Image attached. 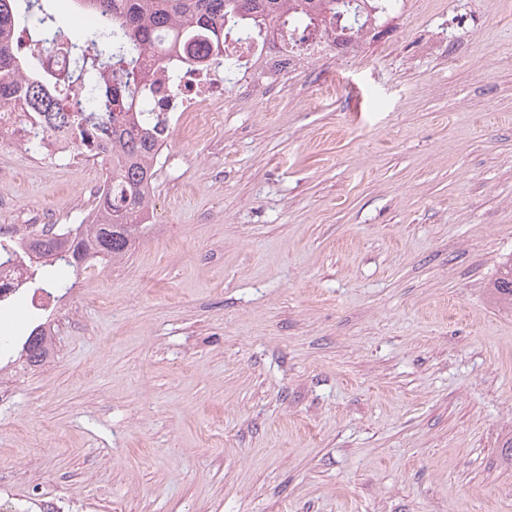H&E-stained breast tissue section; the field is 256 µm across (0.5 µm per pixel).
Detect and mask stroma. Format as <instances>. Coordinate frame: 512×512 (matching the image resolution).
<instances>
[{
  "instance_id": "obj_1",
  "label": "stroma",
  "mask_w": 512,
  "mask_h": 512,
  "mask_svg": "<svg viewBox=\"0 0 512 512\" xmlns=\"http://www.w3.org/2000/svg\"><path fill=\"white\" fill-rule=\"evenodd\" d=\"M391 37L183 116L151 232L53 308L0 403L41 512H512V0H400ZM103 166L0 144V226L86 221ZM492 293L500 303L512 306V256L501 262L499 275L493 282Z\"/></svg>"
}]
</instances>
